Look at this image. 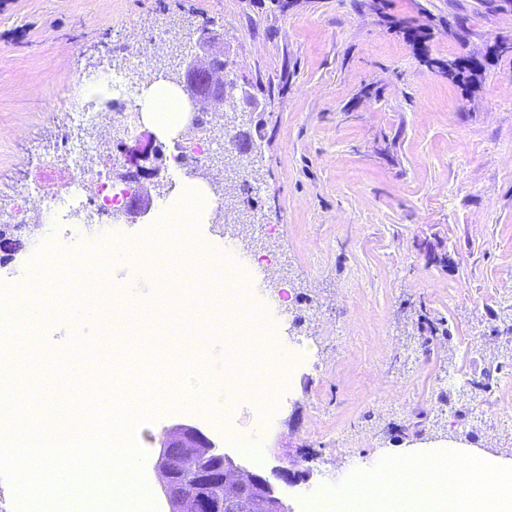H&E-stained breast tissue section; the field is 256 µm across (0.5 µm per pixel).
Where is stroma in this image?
Instances as JSON below:
<instances>
[{
    "instance_id": "stroma-1",
    "label": "stroma",
    "mask_w": 512,
    "mask_h": 512,
    "mask_svg": "<svg viewBox=\"0 0 512 512\" xmlns=\"http://www.w3.org/2000/svg\"><path fill=\"white\" fill-rule=\"evenodd\" d=\"M202 27L223 45L225 81L251 98L231 126L252 148L174 178L223 173L224 220L193 235L205 250L250 239L253 224L277 227L264 246L268 289L288 286L295 309L276 338L292 372L274 427L261 405L219 382L253 373L254 352L226 337L236 303L212 293L221 319L182 349L154 337L150 314H178L196 285L167 295L137 256L112 261L118 243L152 249L161 195L124 234L78 238L47 257L53 276L85 253L110 268L128 323L155 350L147 361L158 386L177 385L139 405L153 415L136 437L156 512H168L160 441L177 423L222 445L230 432L258 439L266 467L311 469L310 480L281 484L288 512H303L300 492L322 480L335 488L400 449L463 433L512 457V344L491 337L492 326L512 323V51L492 57L475 84L448 77L459 55L512 40V10L500 0H0V196L26 193L42 176L62 99L105 49L163 29L154 63L168 68L194 52ZM124 334L98 314L63 316L48 321L44 348L55 362L75 339L116 363L101 385L109 396L136 382L119 367L134 346ZM6 354L20 388L42 390L23 406L30 423L47 421L51 403L83 399L79 386H56L49 365L24 368L21 346ZM484 373L488 390L463 389Z\"/></svg>"
}]
</instances>
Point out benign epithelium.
I'll use <instances>...</instances> for the list:
<instances>
[{"label": "benign epithelium", "mask_w": 512, "mask_h": 512, "mask_svg": "<svg viewBox=\"0 0 512 512\" xmlns=\"http://www.w3.org/2000/svg\"><path fill=\"white\" fill-rule=\"evenodd\" d=\"M210 44L209 29H200L199 53L180 59L172 82L186 95L190 105L204 99L222 112L233 96V87L210 79L211 70L223 64L218 58L208 60ZM147 161L150 166H143ZM129 163L142 171L144 182L128 201V216L140 214L149 207L151 188L161 187L160 175L166 168V157L147 140ZM157 467L169 512H256L262 499L281 502L275 480L293 486L311 477L308 471H292L283 466L273 467L268 474L247 471L200 427L188 423H179L165 434L160 442Z\"/></svg>", "instance_id": "1"}]
</instances>
